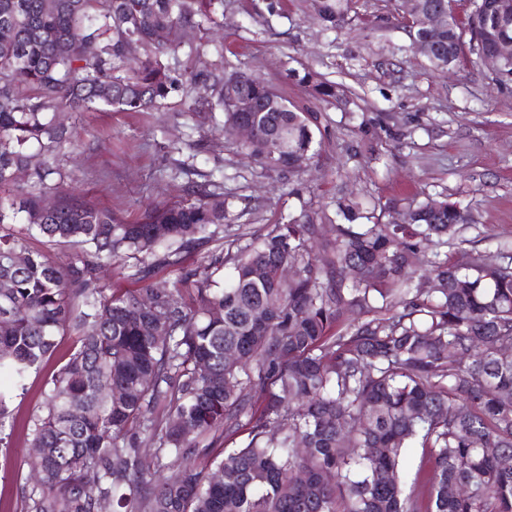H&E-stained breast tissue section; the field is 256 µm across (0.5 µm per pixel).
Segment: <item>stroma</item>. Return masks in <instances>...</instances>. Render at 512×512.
I'll list each match as a JSON object with an SVG mask.
<instances>
[{"mask_svg": "<svg viewBox=\"0 0 512 512\" xmlns=\"http://www.w3.org/2000/svg\"><path fill=\"white\" fill-rule=\"evenodd\" d=\"M403 13V0H352L348 24L327 30L312 0H236L218 22L184 35L177 72L193 70L197 50L217 70L254 74L317 114L319 155L291 179L263 171L240 140L225 135L220 106L190 112L192 100L209 93L201 80L152 112L66 114L78 145L60 154L62 171L76 191L119 219L132 224L192 198L184 165L224 185L227 218L198 253L145 280L135 275V259L116 260L104 272L107 287H179L208 257L245 245L247 234L301 209L336 223L342 197L370 209L427 196L461 203L475 218L461 232L470 248L512 254V88L469 54L452 73L432 69L413 51ZM306 67L339 84L345 104L324 103L300 86L294 74ZM43 392L42 376L33 375L8 403L12 429L0 444V512H28V428Z\"/></svg>", "mask_w": 512, "mask_h": 512, "instance_id": "35a3bbf8", "label": "stroma"}]
</instances>
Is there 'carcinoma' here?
I'll list each match as a JSON object with an SVG mask.
<instances>
[{
    "instance_id": "obj_1",
    "label": "carcinoma",
    "mask_w": 512,
    "mask_h": 512,
    "mask_svg": "<svg viewBox=\"0 0 512 512\" xmlns=\"http://www.w3.org/2000/svg\"><path fill=\"white\" fill-rule=\"evenodd\" d=\"M435 69L512 42V0H473L461 22L452 0ZM352 0H319L325 25L346 23ZM214 0H0V380L43 372L57 337L75 349L45 375L30 425L29 512H512V256L462 247L474 222L455 203L388 201L371 221L356 202L316 254L318 214L288 216L186 277L181 289L114 294L101 282L116 259L146 279L201 249L224 223V188L126 224L67 187L58 156L74 143L62 112H149L176 84L177 32L209 17ZM136 44L130 59L128 45ZM256 100L232 112L224 83ZM322 101L338 86L299 78ZM224 133L251 123L262 169L297 174L318 156L316 117L239 71L212 84ZM26 171L38 189L17 185ZM55 208L44 207L47 194ZM404 210L407 224L394 222ZM26 225L20 236L9 224ZM41 237L69 249L60 260ZM428 287H411L420 244ZM454 249L448 256L439 249ZM296 268L282 280L277 269ZM360 275L347 279V269ZM165 334L157 338V332ZM237 351L224 361V350ZM208 371H199L200 363ZM111 387V392L103 387ZM167 407L164 418L155 416ZM224 431L210 454L187 433ZM427 460V494L409 485L412 450ZM173 463L179 477L161 470Z\"/></svg>"
}]
</instances>
